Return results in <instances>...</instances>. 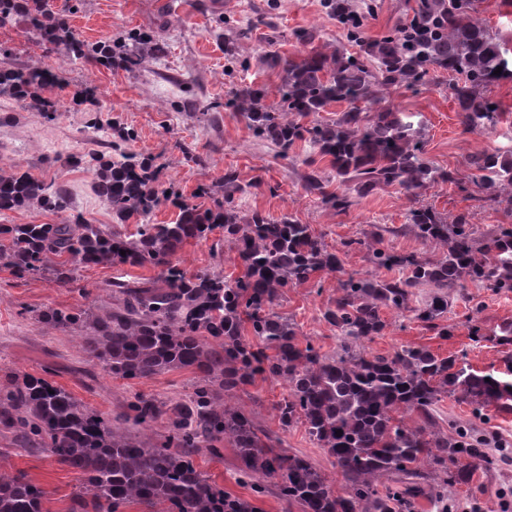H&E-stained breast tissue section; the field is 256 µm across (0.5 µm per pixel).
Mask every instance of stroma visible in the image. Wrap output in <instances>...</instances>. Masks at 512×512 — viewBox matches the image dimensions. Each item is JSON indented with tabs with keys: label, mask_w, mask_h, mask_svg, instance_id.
<instances>
[{
	"label": "stroma",
	"mask_w": 512,
	"mask_h": 512,
	"mask_svg": "<svg viewBox=\"0 0 512 512\" xmlns=\"http://www.w3.org/2000/svg\"><path fill=\"white\" fill-rule=\"evenodd\" d=\"M74 11L72 27L89 44L123 43L131 33L154 35L167 46L164 56L147 60L137 73L119 67L73 65L47 51L32 38L24 23L0 28V67L38 66L57 70L63 81L48 89L62 110L55 119L0 96V164H15L33 175L60 186L68 196L64 211L38 208L0 213V224H57L79 215L92 224H113L112 212L102 197L93 173L85 167L61 165L69 154L108 155L109 140L93 136L89 125L112 121L133 132L126 151L150 158L160 178L173 184L184 198L208 208L222 200L216 187L227 171H235L248 192L241 199L247 210L271 220L293 215L309 225L313 235L334 251L342 242L364 235H380L384 248L431 257L439 244L416 238L405 228L409 201L402 192L388 188L357 200L349 211L336 212L322 204L319 195L304 188L309 169L323 177L333 171L328 160L307 164L308 146L296 144L287 156L267 140L255 137L245 119L229 102L247 87L275 88L278 73L270 68V53L297 59L307 48L295 34L318 30V48L348 50L345 33L325 7V0H65ZM248 31V38L233 40L234 32ZM448 76L413 88L391 91L402 111L419 115L423 158L433 165L466 173L469 155L480 153L512 138V78L489 86L485 95L497 103L503 116L494 131L464 133L457 105L448 94ZM97 88L104 112L91 105L73 104L74 94L85 84ZM208 195L197 196L199 187ZM420 203L434 207L444 217L470 211L479 228L512 225V214L483 206L474 190L438 183L423 191ZM224 231L190 240L175 258L190 273L210 270L229 277L241 268L234 252L224 248ZM154 266L99 265L78 269L69 279L18 272L0 264V371L30 374L61 386L103 418L122 423L128 404L136 395L183 400L195 379L192 372L176 370L151 378L123 380L104 373L81 348L77 330L51 329L37 320L41 310L58 307L79 310L112 303V282L154 278ZM336 296V277L328 274L320 288L289 289L278 310L296 326L300 337L321 352L337 347L336 330L323 313ZM380 336L366 342L372 355H386L404 345L426 346L440 356L465 355L479 371L504 369L512 357V344L501 345L490 334L512 322V292L495 293L470 283L455 297L444 318L448 338H440L412 316L387 311ZM479 322L487 340L473 342L471 322ZM288 393L282 380L256 379L237 393V405L251 412L271 434L280 436L288 453L308 458L322 469L331 463L303 425L285 428L275 407ZM481 432L484 447L495 463L477 470L471 480L448 490L449 512H512V412H493ZM218 454L197 456L196 464L225 492L255 499L262 512H290L275 487L254 496L250 486L237 481L241 463L226 441ZM0 468L24 475L45 492L47 512H67L70 498L81 482L80 472L56 458L24 450L11 434L0 432Z\"/></svg>",
	"instance_id": "stroma-1"
}]
</instances>
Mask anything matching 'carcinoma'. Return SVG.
<instances>
[{
  "instance_id": "1",
  "label": "carcinoma",
  "mask_w": 512,
  "mask_h": 512,
  "mask_svg": "<svg viewBox=\"0 0 512 512\" xmlns=\"http://www.w3.org/2000/svg\"><path fill=\"white\" fill-rule=\"evenodd\" d=\"M327 7L355 51L328 56L315 50L298 60L273 54L269 65L280 69L276 104L266 103L269 90L263 86L234 99L236 112L281 156L303 142L329 160L336 190H327L329 181L313 169L305 178L307 191L343 213L356 200L391 187L417 196L431 184L460 186L465 179L480 192L498 184L512 187V145L471 156L474 174L466 178L440 169L422 158L414 115L376 94L378 88H412L448 74L455 77L448 90L465 129L494 130L498 112L482 90L498 78L497 68L503 75H512V69L497 37L477 17V0H415L408 20L379 39L367 37L363 13L352 0H327ZM16 21L45 49L73 64H118L135 71L146 56L167 52L145 34L132 36L118 51L110 44L90 46L69 25L67 10L50 0H0V27ZM59 78L49 69L1 67L0 93L52 118L60 108L43 92ZM332 102L347 103V110L330 122L307 121ZM92 128L122 142L132 137L111 124ZM67 163L95 168L112 212L122 223L139 218L138 231L127 234L79 216L62 224H0V262L28 273L51 265L58 276L71 272L69 263L161 268L156 278L112 282L109 307L79 313L49 308L41 319L54 328H80L88 357L124 379L174 370L196 374L184 401L139 395L129 404L133 425L164 429L159 445L132 438L44 378L5 374L0 430L81 472L69 512H123L129 504L144 505L148 512H261L197 469L194 457L218 453L215 444L222 440L236 448L242 478L256 481L255 493L270 481L299 512H415L424 495L435 499L438 512H448V486L466 482L474 461L490 464L471 425L449 434L436 429V407L443 397L454 396L472 407L474 417L489 420V407L506 408L512 401V364L504 371H475L464 354L442 358L426 347L402 346L370 355L363 342L385 329V310L411 313L446 338L451 331L438 320L467 283L512 292L511 227L496 225L479 234L468 211L450 224L433 207L417 205L408 211V227L424 241L444 243L439 257L387 251L378 237L343 242L348 251H366L373 270L337 281L336 298L323 319L336 328L338 345L326 354L301 342L294 324L276 311L288 289L318 286L316 275L344 270L339 254L327 250L309 225L291 215L276 222L258 211L240 215L235 194L244 188L233 171L224 174V201L202 209L182 199L174 186L162 187L146 160L120 148L108 159L73 155ZM172 197L179 208L176 221L151 223L153 212ZM65 204L63 189L14 166L0 167V212L31 205L60 211ZM218 226L243 268L240 276L189 275L171 262L184 241L204 238ZM392 268L401 275H377ZM420 288L431 293L414 306ZM246 322L251 341L242 335ZM257 375L288 383V394L276 405L281 425H305L341 473L343 493L323 470L283 449V440L261 429L251 413L228 402ZM411 413L422 423L409 424ZM425 464L440 473L438 484L418 481ZM389 476L394 484H382ZM44 497L24 476L0 473V512H46Z\"/></svg>"
}]
</instances>
